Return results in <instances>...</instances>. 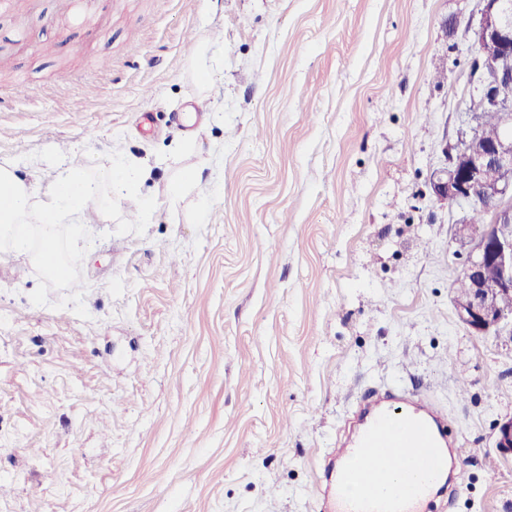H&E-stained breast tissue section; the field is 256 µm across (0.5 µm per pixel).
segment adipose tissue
<instances>
[{"instance_id": "obj_1", "label": "adipose tissue", "mask_w": 512, "mask_h": 512, "mask_svg": "<svg viewBox=\"0 0 512 512\" xmlns=\"http://www.w3.org/2000/svg\"><path fill=\"white\" fill-rule=\"evenodd\" d=\"M139 179V172L130 167L113 171L111 193L106 196L84 173L67 168L59 172L53 188L42 193L34 183L17 176L14 168L0 166V249L30 251L36 236L51 245L62 214H103L119 204Z\"/></svg>"}]
</instances>
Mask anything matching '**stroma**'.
<instances>
[{"label": "stroma", "mask_w": 512, "mask_h": 512, "mask_svg": "<svg viewBox=\"0 0 512 512\" xmlns=\"http://www.w3.org/2000/svg\"><path fill=\"white\" fill-rule=\"evenodd\" d=\"M480 8L0 0V166L42 191L152 167L56 225L66 276L0 256V512H321L326 454L388 388L454 444L431 512H512V333L458 321L471 209L429 186Z\"/></svg>", "instance_id": "stroma-1"}]
</instances>
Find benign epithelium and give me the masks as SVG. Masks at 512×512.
Instances as JSON below:
<instances>
[{"label": "benign epithelium", "instance_id": "7a95c632", "mask_svg": "<svg viewBox=\"0 0 512 512\" xmlns=\"http://www.w3.org/2000/svg\"><path fill=\"white\" fill-rule=\"evenodd\" d=\"M480 2L467 64L482 111L469 110L468 130L446 148V165L431 175V186L442 202L485 210L486 223L456 225V240L468 246L462 274L470 291L455 312L471 334L489 337L512 326V313L500 305L512 293V0ZM484 111L499 116L501 132L492 141L479 136ZM487 266L497 270L495 278L486 277ZM495 448L512 457V418L498 426Z\"/></svg>", "mask_w": 512, "mask_h": 512}]
</instances>
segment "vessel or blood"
<instances>
[{"instance_id": "1", "label": "vessel or blood", "mask_w": 512, "mask_h": 512, "mask_svg": "<svg viewBox=\"0 0 512 512\" xmlns=\"http://www.w3.org/2000/svg\"><path fill=\"white\" fill-rule=\"evenodd\" d=\"M363 416L356 439L327 469L329 512H425L447 463L436 407L389 393L372 397Z\"/></svg>"}]
</instances>
